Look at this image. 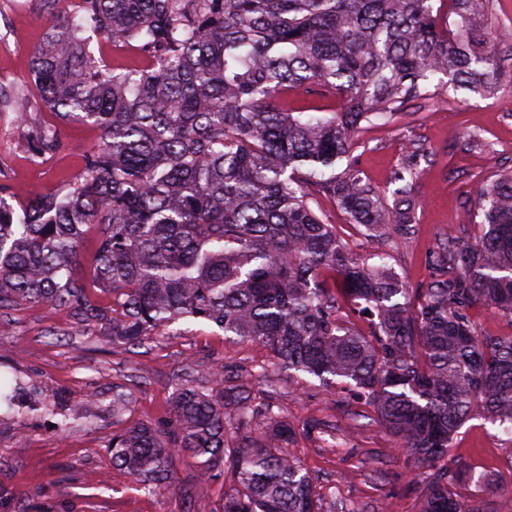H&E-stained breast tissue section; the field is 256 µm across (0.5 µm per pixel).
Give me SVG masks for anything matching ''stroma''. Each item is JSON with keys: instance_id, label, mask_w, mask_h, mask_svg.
Here are the masks:
<instances>
[{"instance_id": "stroma-1", "label": "stroma", "mask_w": 512, "mask_h": 512, "mask_svg": "<svg viewBox=\"0 0 512 512\" xmlns=\"http://www.w3.org/2000/svg\"><path fill=\"white\" fill-rule=\"evenodd\" d=\"M490 22L500 35L498 64L512 77V0H493ZM45 29L31 0H0V81L12 87L26 79ZM64 134L65 153L35 162L24 128L0 117V178L18 199L65 185L99 139L98 130L82 124ZM415 140L428 154L419 167L408 238L379 247L331 204L323 206L353 252L366 257L386 250L388 265L414 289L430 281L432 255L447 237L467 241L482 232L468 222L465 207L483 180L512 166V86L491 98L434 92L391 120L364 124L351 158L388 197L391 174ZM218 363L236 366L250 383L256 412L270 409L287 422L288 451L310 473L321 504H335L338 512L353 506L360 512H422V484L411 481L396 438L374 423L372 409L325 391L317 380H289L267 350L229 342L215 326L180 321L125 351L82 336L67 312L40 305L0 312V380L36 385L73 413L96 398L98 415L75 421L62 434L51 414L29 415L21 429L0 419V512H187L192 505L209 512L220 504L224 482L195 483L190 457L176 459L171 491L155 496L113 467L107 445L120 425L112 420L113 389L130 399L123 422L165 423L173 414L175 387L187 378L205 382ZM451 452L470 465L469 476L449 478L451 492L480 512H512V439L501 428L473 418L455 435Z\"/></svg>"}]
</instances>
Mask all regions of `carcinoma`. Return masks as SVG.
<instances>
[{
  "label": "carcinoma",
  "instance_id": "cac0c4a2",
  "mask_svg": "<svg viewBox=\"0 0 512 512\" xmlns=\"http://www.w3.org/2000/svg\"><path fill=\"white\" fill-rule=\"evenodd\" d=\"M45 19L31 73L54 124L28 122V98L0 90V112L28 125L31 160L66 149L70 122L101 131L64 186L11 204L0 183V309L66 310L86 335L129 350L180 320L268 348L288 369L353 394L399 441L411 471L430 470L423 512H480L448 490L469 465L448 456L478 414L512 435V335L481 336L470 311L512 320V167L486 179L468 220L480 240L446 239L424 288H407L379 254L357 257L319 205L329 201L375 242L414 222L417 144L393 171L387 202L350 159L363 122L427 96L431 77L497 94L492 0H33ZM92 31L137 62L108 67ZM339 99L323 115L282 103L288 92ZM94 233L90 272L80 246ZM365 319L355 327L350 315ZM179 386L167 427L137 422L112 435V464L152 495L175 456L197 481L224 478L210 512H314L311 478L283 450L274 415L250 430L247 383ZM18 427L58 404L16 382L0 395ZM96 399L80 418H91ZM63 414L57 431L70 428Z\"/></svg>",
  "mask_w": 512,
  "mask_h": 512
}]
</instances>
